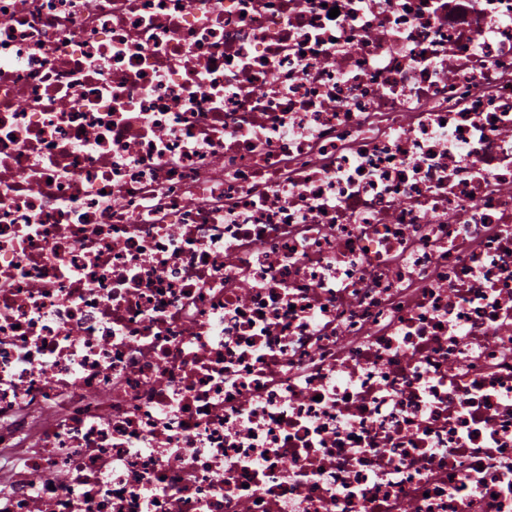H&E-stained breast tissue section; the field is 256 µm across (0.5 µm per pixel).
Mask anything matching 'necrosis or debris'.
Masks as SVG:
<instances>
[{
	"label": "necrosis or debris",
	"instance_id": "obj_1",
	"mask_svg": "<svg viewBox=\"0 0 512 512\" xmlns=\"http://www.w3.org/2000/svg\"><path fill=\"white\" fill-rule=\"evenodd\" d=\"M0 512H512V0H0Z\"/></svg>",
	"mask_w": 512,
	"mask_h": 512
}]
</instances>
